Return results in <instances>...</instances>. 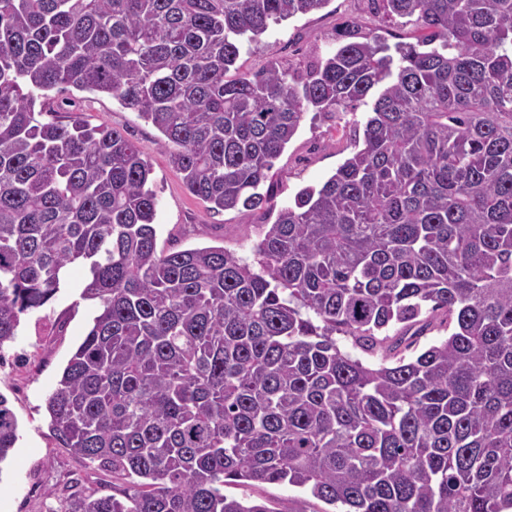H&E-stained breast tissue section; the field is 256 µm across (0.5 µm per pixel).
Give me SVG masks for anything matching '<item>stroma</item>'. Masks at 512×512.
<instances>
[{
    "label": "stroma",
    "mask_w": 512,
    "mask_h": 512,
    "mask_svg": "<svg viewBox=\"0 0 512 512\" xmlns=\"http://www.w3.org/2000/svg\"><path fill=\"white\" fill-rule=\"evenodd\" d=\"M373 32L388 44L415 42L419 30L407 20L377 24L362 0H328L322 8L270 25L258 42L244 44L238 67L253 71L267 61H282L302 74L330 49ZM48 111L78 112L94 126L120 130L152 166L150 186L158 199L157 247L164 251L221 247L253 258L264 225L291 205L305 187H321L354 150L351 129L365 125L369 106L341 115L307 112L275 162L269 209L209 213L205 203L185 189L169 162L162 134L109 95L72 87L49 91ZM89 278L85 264H72L66 283L52 302L22 318L14 341L0 348V395L18 421L19 440L0 463V512H58L65 487L78 484L112 492V475L96 463L56 447L45 409L48 395L76 348L88 333L97 304L82 299ZM225 495L268 503L273 512H328V504L287 484L228 485Z\"/></svg>",
    "instance_id": "35a3bbf8"
}]
</instances>
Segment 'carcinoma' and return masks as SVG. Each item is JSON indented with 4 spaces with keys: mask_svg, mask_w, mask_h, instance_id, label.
<instances>
[{
    "mask_svg": "<svg viewBox=\"0 0 512 512\" xmlns=\"http://www.w3.org/2000/svg\"><path fill=\"white\" fill-rule=\"evenodd\" d=\"M327 2L0 0V349L88 265L97 312L46 410L57 447L124 479L61 512H271L224 494L254 483L342 512H512V0H367L423 35L338 45L301 78L236 67ZM57 86L152 123L214 213L268 207L308 111L379 93L363 148L249 262L157 250L151 166L78 113L39 122L33 90ZM18 438L0 395V461Z\"/></svg>",
    "mask_w": 512,
    "mask_h": 512,
    "instance_id": "obj_1",
    "label": "carcinoma"
}]
</instances>
